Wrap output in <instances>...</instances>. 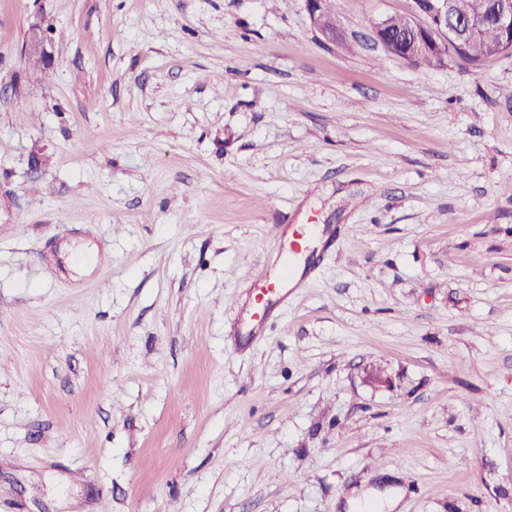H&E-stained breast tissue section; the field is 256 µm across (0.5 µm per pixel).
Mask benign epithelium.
<instances>
[{
	"label": "benign epithelium",
	"mask_w": 512,
	"mask_h": 512,
	"mask_svg": "<svg viewBox=\"0 0 512 512\" xmlns=\"http://www.w3.org/2000/svg\"><path fill=\"white\" fill-rule=\"evenodd\" d=\"M311 20L326 35L335 36L325 10V0H307ZM386 20L376 24L377 39L385 50L403 60L416 63L425 57L445 60L448 42L466 44L474 39L512 47V0H490L488 13L467 19L456 11L454 0H414L405 36L393 39L385 32ZM49 32L40 20L30 24L26 49H37L50 56Z\"/></svg>",
	"instance_id": "obj_1"
}]
</instances>
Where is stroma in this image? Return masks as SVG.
Listing matches in <instances>:
<instances>
[{"label":"stroma","mask_w":512,"mask_h":512,"mask_svg":"<svg viewBox=\"0 0 512 512\" xmlns=\"http://www.w3.org/2000/svg\"><path fill=\"white\" fill-rule=\"evenodd\" d=\"M412 7L0 0V512H512V52ZM414 0V10L409 14L405 36L392 39L385 32L386 20L376 24L377 39L387 52L403 60L433 67L430 58L444 62L459 59L472 68L478 67L486 58L512 50V0ZM485 15V16H484ZM470 16L478 19H467ZM484 16L482 18H479ZM424 20H421V18ZM509 45L510 50L493 48L482 41ZM460 48L448 46V58L444 56L448 41L467 44ZM393 45L398 51L390 52ZM424 58V59H423ZM50 42L49 32L40 20H36L30 24L28 39L26 43L27 51L37 49L44 53L46 58L50 59V53L47 51V44Z\"/></svg>","instance_id":"35a3bbf8"}]
</instances>
